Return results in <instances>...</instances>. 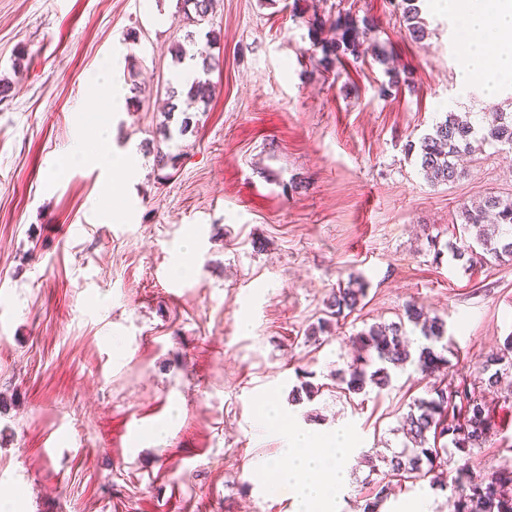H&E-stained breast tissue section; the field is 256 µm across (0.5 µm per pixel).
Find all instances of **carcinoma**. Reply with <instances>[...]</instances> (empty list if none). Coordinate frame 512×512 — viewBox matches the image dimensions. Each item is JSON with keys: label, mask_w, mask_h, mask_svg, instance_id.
Wrapping results in <instances>:
<instances>
[{"label": "carcinoma", "mask_w": 512, "mask_h": 512, "mask_svg": "<svg viewBox=\"0 0 512 512\" xmlns=\"http://www.w3.org/2000/svg\"><path fill=\"white\" fill-rule=\"evenodd\" d=\"M184 14L191 22H201L212 11V0H183ZM403 17L410 36L421 41L425 29L419 20L416 0H402ZM325 22H313L309 36L313 45L322 52L321 61L334 65L346 52L356 53L360 46L359 30L369 29L371 23L337 18L330 27L338 36L325 39L319 29ZM215 93L210 80L192 82L187 96L197 102L207 103ZM501 145L512 150V113L494 110L479 119L469 120L454 112L446 114L425 134L419 145H408V151H417L420 169L432 185L451 184L464 174L458 167V157L473 153L483 145ZM459 219L463 231L474 234L475 245L462 247L450 242L448 251L453 257L467 262L512 261V200L487 196L477 205L465 204L460 208ZM366 296V283L361 276H352L346 286L332 290L327 302V317L321 318L313 328L315 333H325L330 318L345 317L361 306ZM407 322L373 324L354 336L350 342L357 355L350 362L348 376L340 378L350 393L362 392L371 383L384 389L391 382V371L403 369L415 360L432 362L434 371L425 373L431 377L448 364L444 352L445 321L431 317L416 303L405 306ZM420 330L424 342L412 349L413 340L408 336L405 324ZM376 353L381 366L367 372L370 353ZM512 369V340L505 343L504 352L492 353L481 363V383L488 390H495L503 375ZM492 429L488 409L483 399L472 395L466 384L450 390L433 383L426 396L417 398L409 406L403 426L406 439L401 451L385 460L387 475L400 481L430 478V487L441 486L436 471L448 465V447L470 456L488 440ZM448 512H512V466L506 465L481 481L472 478L468 466L456 470L454 488L447 499Z\"/></svg>", "instance_id": "1"}]
</instances>
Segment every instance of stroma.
Returning a JSON list of instances; mask_svg holds the SVG:
<instances>
[{"mask_svg": "<svg viewBox=\"0 0 512 512\" xmlns=\"http://www.w3.org/2000/svg\"><path fill=\"white\" fill-rule=\"evenodd\" d=\"M413 41L392 0H216V94L187 135L163 140L189 31L181 0H0V490L11 512H294L253 474L284 461L297 425L348 427L361 459L338 512H362L400 451L402 420L429 387L414 366L386 389L346 395L349 336L392 322L408 302L447 327L446 381L485 398L493 434L476 476L512 462V394L489 392L478 366L512 336V262L468 266L462 204L512 198V155L491 145L467 173L431 185L418 142L447 112H512L462 80L444 0H419ZM373 20L357 54L321 62L308 28ZM402 82L389 87L388 67ZM138 104L113 112L96 77ZM388 94H381V87ZM134 148V176L75 164L54 173L87 110ZM177 155L158 169L154 146ZM437 237L430 247L429 237ZM191 251L195 272L176 276ZM367 282L364 306L312 329L333 288ZM248 329H241V320ZM317 392L291 401L302 382ZM282 417L271 423L261 408ZM377 460L376 468L364 456ZM448 512L447 491L394 485L380 512L418 497Z\"/></svg>", "mask_w": 512, "mask_h": 512, "instance_id": "stroma-1", "label": "stroma"}]
</instances>
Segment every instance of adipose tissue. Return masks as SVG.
I'll list each match as a JSON object with an SVG mask.
<instances>
[{
  "instance_id": "obj_1",
  "label": "adipose tissue",
  "mask_w": 512,
  "mask_h": 512,
  "mask_svg": "<svg viewBox=\"0 0 512 512\" xmlns=\"http://www.w3.org/2000/svg\"><path fill=\"white\" fill-rule=\"evenodd\" d=\"M456 22L462 70L480 79L486 96H494L512 78V0H448ZM105 125L81 116L73 130L72 155L97 168L131 173L135 157L107 148ZM290 467L264 464L259 475L291 496L297 512H336V499L348 483L352 455L350 435L342 428L325 436L288 430Z\"/></svg>"
}]
</instances>
